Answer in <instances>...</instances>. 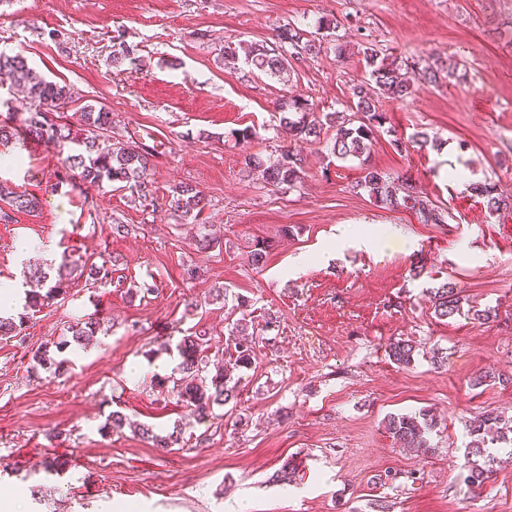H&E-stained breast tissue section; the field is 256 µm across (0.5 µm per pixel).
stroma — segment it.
<instances>
[{"mask_svg": "<svg viewBox=\"0 0 512 512\" xmlns=\"http://www.w3.org/2000/svg\"><path fill=\"white\" fill-rule=\"evenodd\" d=\"M322 15L337 22L333 38L319 53L292 55L287 84L243 81L216 60L228 45L278 46L280 26L308 31ZM120 31L140 56L124 71L112 65ZM366 41L398 58L466 67L462 80L387 102L394 131L380 133L370 155L389 177H410L447 223L354 191L358 160L333 159L326 143L300 145L298 189L241 175L247 149L233 131L256 128L272 156L289 143L279 102L346 110ZM1 48L71 87L72 114L102 103L114 137L154 140L147 179L158 200L183 183L206 207L186 224L157 203L133 204L127 188L57 183L56 149L0 143V181L40 201L0 224V286L11 291L0 315L26 320L22 334L0 338V496L25 492V512H115L119 502L133 512H373L379 500L389 512H512V447L488 442L493 464L480 487L466 464L470 422L492 413L512 425V209L489 214L448 177L458 162L512 196V0H0ZM418 131L433 143L393 149V137ZM14 154L23 165L3 164ZM116 222L128 233L114 235ZM202 233L218 238L206 251L195 244ZM259 241L269 246L260 268L251 260ZM105 258L113 285L72 274L66 293L25 316L28 266ZM445 282L491 318L438 319L428 292ZM144 283L155 293H139ZM218 286L227 299L211 298ZM94 312L103 325L88 347L63 352L64 374L33 362ZM270 313L278 325L267 331ZM243 315L256 344L236 404L202 420L158 392L159 366L177 365L165 343L201 331L211 355L228 353ZM400 338L418 346L407 367L388 355ZM132 364L142 368L134 378ZM422 410L438 422L432 449L403 448L386 420ZM114 411L127 427L102 431ZM140 424L181 428L179 447H154L134 433ZM56 460L66 464L59 477L46 471ZM285 467L292 479L277 480Z\"/></svg>", "mask_w": 512, "mask_h": 512, "instance_id": "obj_1", "label": "stroma"}]
</instances>
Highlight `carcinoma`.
Segmentation results:
<instances>
[{
  "label": "carcinoma",
  "mask_w": 512,
  "mask_h": 512,
  "mask_svg": "<svg viewBox=\"0 0 512 512\" xmlns=\"http://www.w3.org/2000/svg\"><path fill=\"white\" fill-rule=\"evenodd\" d=\"M279 48H269L255 43L248 48L244 65H239L236 50L227 46L218 57L224 67L240 72L241 79L250 80L261 73L271 80L288 82L291 64L288 48H302L307 52H318L320 47L313 40H304V30L285 24L281 27ZM112 45V64L118 67L127 61L137 59V48L116 37ZM368 72L367 81L352 88L354 110L318 113L313 104L306 100L290 99L279 103L280 123L294 140L319 143L324 131L333 128L331 154L338 160L348 157L360 159L370 154L374 134L390 120L387 112L379 106V99L404 102L417 91L420 83L438 87L446 82L461 79L457 66L432 59L420 70L408 62L383 53L376 45L366 42L361 45ZM0 78L10 82L16 90L25 94L30 101L21 125L12 124L13 114L0 119V142H9L19 136L48 148L66 143L75 145L73 152L63 160L57 182L70 183L76 179L87 187L100 188L105 184L120 182L128 185L131 193L139 199L152 195L151 185L141 180L143 170L155 156L154 148L136 141H125L112 137V112L104 105L86 106L82 113L86 136L71 135V129L63 122L68 105L73 102V92L65 84L47 80L28 67L19 54L8 55L0 51ZM243 172L247 175L258 172L269 186L277 191L293 190L302 185L305 171L301 157L294 151H281L276 158L260 152L249 153L244 158ZM356 187L364 189L375 201L401 207L413 212L425 224H445L448 212L432 203L414 184L401 180L395 182L371 165L363 168V176ZM474 192L481 197L484 208L493 214L512 207V199L500 194L496 185L481 183L474 186ZM0 223H14L18 212H33L38 207L35 195L18 191L8 183H0ZM167 206L180 213L184 219H196L204 209V197L189 184H180L170 190ZM78 263L65 264L58 268L56 275L36 267L24 272V307L37 312L49 301L55 299L59 283L63 278L78 270ZM429 302L434 314L448 319L460 313L461 297L455 286L445 283L429 291ZM249 321L242 317L237 322L234 338V353L229 360L232 369L221 363H211L208 356L209 338L204 334L182 337L176 344L179 358L177 371L181 377L158 376L155 386L171 388V393L184 406L191 408L198 416L207 415L215 405H224L237 399V386L233 383L231 370L247 369L251 366L255 338L248 333ZM100 329V321L91 316L69 326L70 339L51 342L60 352L72 345L83 346L94 338ZM415 346L409 340L398 339L389 343V356L394 361L408 366L414 360ZM498 420L490 414L470 426L473 437L469 454L484 453L487 422ZM437 426L434 416L426 411L417 414L391 416L386 427L393 438L408 448L424 450L429 447L428 436Z\"/></svg>",
  "instance_id": "cac0c4a2"
}]
</instances>
